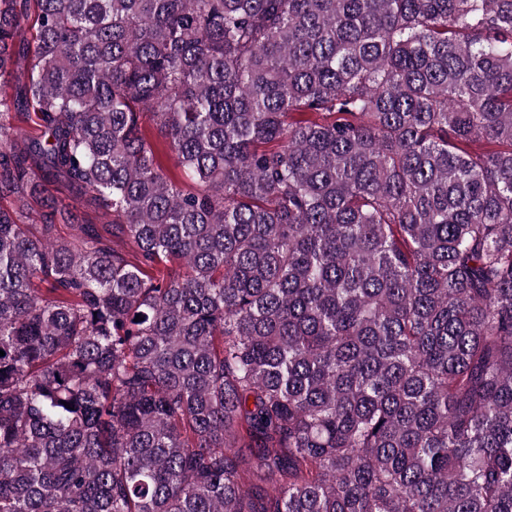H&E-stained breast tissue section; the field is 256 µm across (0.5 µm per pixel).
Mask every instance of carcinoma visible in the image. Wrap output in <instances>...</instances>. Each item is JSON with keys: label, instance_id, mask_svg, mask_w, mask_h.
<instances>
[{"label": "carcinoma", "instance_id": "obj_1", "mask_svg": "<svg viewBox=\"0 0 512 512\" xmlns=\"http://www.w3.org/2000/svg\"><path fill=\"white\" fill-rule=\"evenodd\" d=\"M27 2L0 512H512V0ZM145 127L153 141L157 143L160 149L159 160L164 172L174 180H179L181 183L189 184L190 182L185 178L184 173L180 171V168L177 167L174 155L169 151L164 139L158 134L156 128H154L149 122L145 123ZM77 209H73V213L78 215L79 222L81 224H94L101 233L110 238L106 233L105 229L108 228L109 224L112 223V215L105 213L103 210L91 211L81 207L78 203L71 202Z\"/></svg>", "mask_w": 512, "mask_h": 512}]
</instances>
